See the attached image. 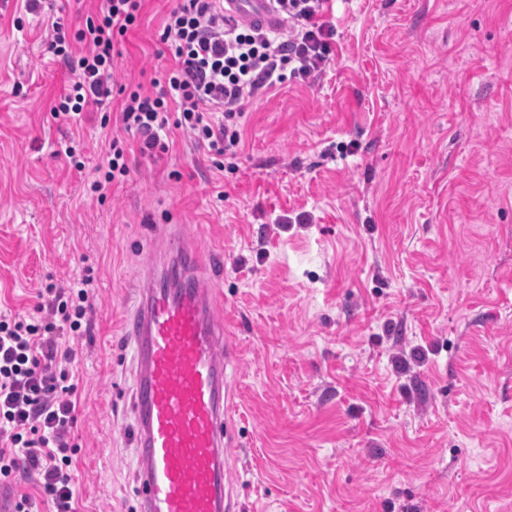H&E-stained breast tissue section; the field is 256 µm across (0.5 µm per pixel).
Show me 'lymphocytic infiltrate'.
<instances>
[{"label": "lymphocytic infiltrate", "instance_id": "1", "mask_svg": "<svg viewBox=\"0 0 512 512\" xmlns=\"http://www.w3.org/2000/svg\"><path fill=\"white\" fill-rule=\"evenodd\" d=\"M144 0H101L83 28L70 32L49 20L47 49L73 80L51 108L54 118L82 120L88 107L122 95V129L142 156L160 159L173 131L206 148L216 169L241 142L251 98L287 79L320 75L333 59L335 27L325 18L330 0H272L273 27L243 23L224 11V0H175L160 39L173 64L152 93L116 82L115 42L140 21ZM112 156L87 186L102 195L130 173L128 144L113 137ZM89 280L47 288L45 300L26 315L0 316V480L19 469L39 478V495L21 494L14 512H76L71 440L77 383L70 365L89 302Z\"/></svg>", "mask_w": 512, "mask_h": 512}]
</instances>
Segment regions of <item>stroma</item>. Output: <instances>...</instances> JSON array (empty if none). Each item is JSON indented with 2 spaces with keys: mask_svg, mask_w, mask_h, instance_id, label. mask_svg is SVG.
<instances>
[{
  "mask_svg": "<svg viewBox=\"0 0 512 512\" xmlns=\"http://www.w3.org/2000/svg\"><path fill=\"white\" fill-rule=\"evenodd\" d=\"M173 4L145 0L119 82L149 92L170 67ZM332 20L330 65L251 99L223 170L179 132L100 200L84 185L122 99L53 118L72 76L0 0V314L92 280L78 512L138 506L120 323L165 224L199 248L237 350V512H512V0H335Z\"/></svg>",
  "mask_w": 512,
  "mask_h": 512,
  "instance_id": "obj_1",
  "label": "stroma"
}]
</instances>
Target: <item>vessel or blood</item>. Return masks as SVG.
Masks as SVG:
<instances>
[{
  "instance_id": "b4317fda",
  "label": "vessel or blood",
  "mask_w": 512,
  "mask_h": 512,
  "mask_svg": "<svg viewBox=\"0 0 512 512\" xmlns=\"http://www.w3.org/2000/svg\"><path fill=\"white\" fill-rule=\"evenodd\" d=\"M224 10L246 23L277 20L269 0H224ZM169 246L174 260L148 263L123 321L138 365L139 512H233L224 449L235 437L234 352L215 317L216 292L197 272L199 252L175 238Z\"/></svg>"
}]
</instances>
